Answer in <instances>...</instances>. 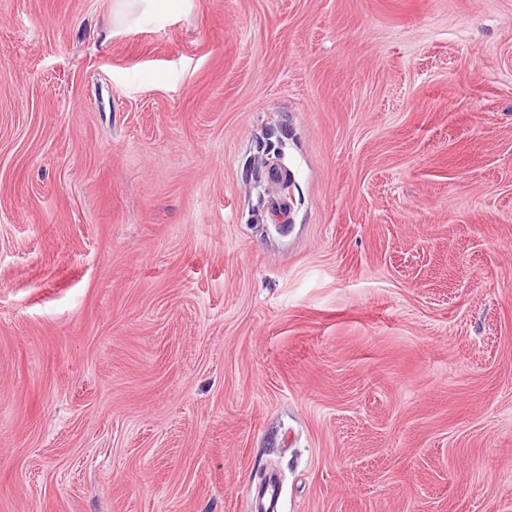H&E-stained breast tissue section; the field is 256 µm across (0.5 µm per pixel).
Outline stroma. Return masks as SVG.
I'll use <instances>...</instances> for the list:
<instances>
[{"label": "stroma", "mask_w": 512, "mask_h": 512, "mask_svg": "<svg viewBox=\"0 0 512 512\" xmlns=\"http://www.w3.org/2000/svg\"><path fill=\"white\" fill-rule=\"evenodd\" d=\"M267 473L512 512V0H0V512ZM161 0H116L119 16L126 21H134L137 12H147L150 10H158L162 7Z\"/></svg>", "instance_id": "35a3bbf8"}]
</instances>
